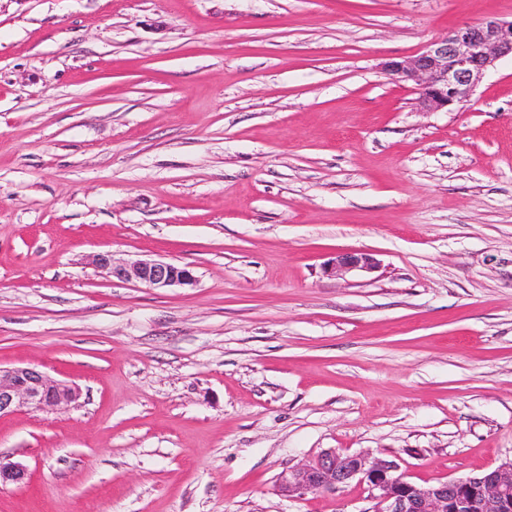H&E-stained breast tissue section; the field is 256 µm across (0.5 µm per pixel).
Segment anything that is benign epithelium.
<instances>
[{"label":"benign epithelium","instance_id":"benign-epithelium-1","mask_svg":"<svg viewBox=\"0 0 512 512\" xmlns=\"http://www.w3.org/2000/svg\"><path fill=\"white\" fill-rule=\"evenodd\" d=\"M508 55L512 56V20L487 19L456 27L417 55L389 61L384 67L393 81L413 85L422 111L437 112L470 98L486 72ZM93 263L114 278L149 288L196 282L189 265L158 260L116 262L110 254L94 256ZM376 267L377 260L369 253L344 252L329 262L325 272ZM79 396L77 388L36 368L0 367V418L23 408L52 411L76 402ZM26 477L21 464L0 460V485L21 483ZM353 482L369 492L370 512H512V462L479 477L422 486L406 481L394 460L328 450L282 474L279 488L288 497L301 498L312 492L336 494Z\"/></svg>","mask_w":512,"mask_h":512}]
</instances>
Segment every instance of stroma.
<instances>
[{
    "mask_svg": "<svg viewBox=\"0 0 512 512\" xmlns=\"http://www.w3.org/2000/svg\"><path fill=\"white\" fill-rule=\"evenodd\" d=\"M512 0H0V512H369L512 460V59L420 111L384 62ZM343 251L372 272L329 276ZM191 265L122 281L92 258ZM377 260L369 253L344 252L336 255L325 268V272L336 274L342 270L371 271L377 267ZM76 387L52 379L32 367H0V418L23 408L48 412L75 403ZM395 460L328 450L281 475L280 492L302 498L308 493L336 494L355 482L374 502L369 512H511L512 462L479 477L416 485L399 474Z\"/></svg>",
    "mask_w": 512,
    "mask_h": 512,
    "instance_id": "stroma-1",
    "label": "stroma"
}]
</instances>
